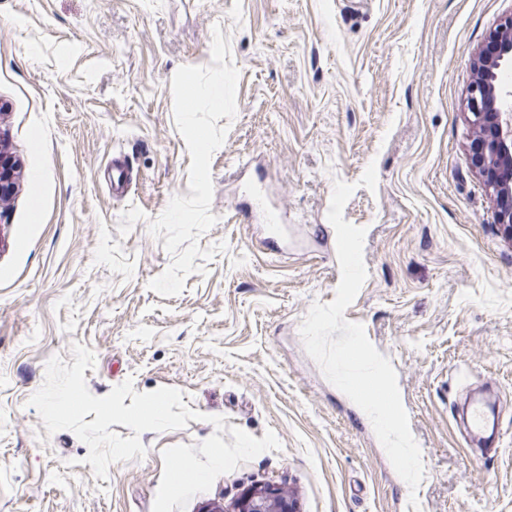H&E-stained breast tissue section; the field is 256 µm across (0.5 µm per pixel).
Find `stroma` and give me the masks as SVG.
<instances>
[{"instance_id": "1", "label": "stroma", "mask_w": 512, "mask_h": 512, "mask_svg": "<svg viewBox=\"0 0 512 512\" xmlns=\"http://www.w3.org/2000/svg\"><path fill=\"white\" fill-rule=\"evenodd\" d=\"M512 0H0V142L16 187L0 207V512H152L163 451L216 433L265 451L216 478L185 512L273 481L298 512H512V239L468 159L470 61ZM239 72L237 111L211 159L224 244L163 297L172 261L149 224L189 196L191 157L172 78L211 63L214 29ZM124 159L126 196L112 193ZM375 166V189L360 186ZM365 228L367 278L345 319L394 367L424 476L410 489L372 427L307 354L300 325L340 280L327 218ZM92 349L89 392L181 391L201 413L147 431L144 458L87 464L48 433L30 397L47 361ZM489 390L496 450L455 419Z\"/></svg>"}]
</instances>
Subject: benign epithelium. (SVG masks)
<instances>
[{"label": "benign epithelium", "instance_id": "benign-epithelium-1", "mask_svg": "<svg viewBox=\"0 0 512 512\" xmlns=\"http://www.w3.org/2000/svg\"><path fill=\"white\" fill-rule=\"evenodd\" d=\"M491 48L480 49L472 58L479 78L468 91L466 113L474 135L468 146L472 168L483 179L493 202L495 222L512 237V111L502 108L501 91L480 76L512 61V17L490 34ZM15 161L0 146V205L14 191ZM204 512H297L296 503L284 488L274 483L255 484L245 489L231 507L206 508Z\"/></svg>", "mask_w": 512, "mask_h": 512}]
</instances>
